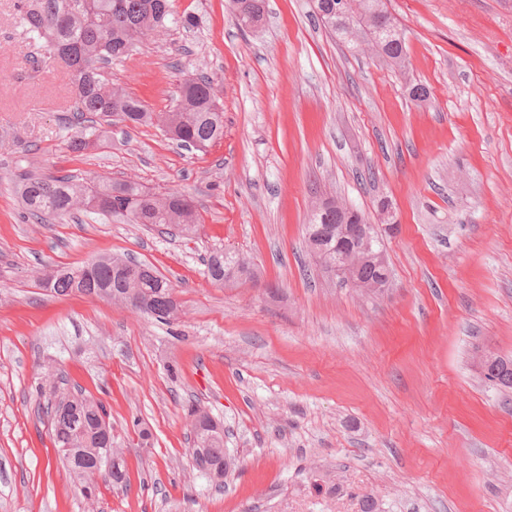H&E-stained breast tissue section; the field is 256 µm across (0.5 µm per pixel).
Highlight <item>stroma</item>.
I'll use <instances>...</instances> for the list:
<instances>
[{
  "label": "stroma",
  "mask_w": 512,
  "mask_h": 512,
  "mask_svg": "<svg viewBox=\"0 0 512 512\" xmlns=\"http://www.w3.org/2000/svg\"><path fill=\"white\" fill-rule=\"evenodd\" d=\"M15 3L0 0V512H361L365 496L378 512H512V391L479 365L512 359V0H387L404 76L318 24L315 0H266L246 31L231 0H175L197 26L145 39L112 75L154 112L212 76L224 138L203 152L120 124L72 151L65 65ZM31 169L178 191L199 230L35 221L15 188ZM316 196L372 220L390 203L384 295L311 253ZM216 248L253 278L212 284ZM104 253L153 264L178 319L39 287ZM42 363L103 401L127 487L84 499L37 416ZM192 403L224 427L223 489L186 454Z\"/></svg>",
  "instance_id": "stroma-1"
}]
</instances>
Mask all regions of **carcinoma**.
Masks as SVG:
<instances>
[{
  "mask_svg": "<svg viewBox=\"0 0 512 512\" xmlns=\"http://www.w3.org/2000/svg\"><path fill=\"white\" fill-rule=\"evenodd\" d=\"M240 24L258 25L264 0H233ZM21 25L48 51L63 52L60 60L69 68L75 89L73 114L83 123L85 135L71 142L75 151L100 145V128L116 120L127 126L152 124L174 136L182 146L205 150L224 138V112H216L215 82L207 74L186 81L177 104L169 112H151L120 83L108 78L104 66L123 58L142 39L171 23L189 30L197 25L190 13L178 15L173 0H19ZM317 14L324 26L354 50H366L390 68L408 69L405 37L388 12L385 0H317ZM17 188L28 214L36 219L65 218L91 209L128 224H150L168 234L191 235L198 229L195 206L177 192H153L131 180L76 179L70 175L44 177L35 173L18 175ZM360 220L365 215L346 203L341 209L329 205L310 215L307 239L322 265L336 264L347 253L358 257L355 241L336 232V225ZM252 275L248 260L239 254L215 249L206 260V276L224 284L225 271ZM45 290L56 296L80 293L106 300H124L130 294L147 300L143 314L169 322L180 314L179 304L170 299L173 286L152 265L130 257L102 254L74 267H61L45 275ZM487 380L503 389L512 388V360L501 357L481 363ZM55 369L45 367L49 397L42 407L54 446L71 444L62 460L81 484L84 497L92 501L98 488L92 467L110 460L104 472L115 487L127 486L125 460L117 440L107 443L100 420L107 416L105 405L81 392H69L55 383ZM191 421H207L191 429L195 448L193 466L221 487L218 478L224 466V427L195 405L188 406Z\"/></svg>",
  "mask_w": 512,
  "mask_h": 512,
  "instance_id": "1",
  "label": "carcinoma"
}]
</instances>
